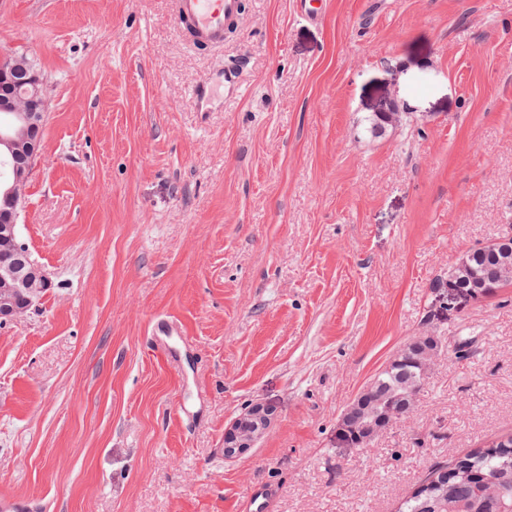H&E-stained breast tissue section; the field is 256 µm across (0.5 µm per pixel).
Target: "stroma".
<instances>
[{
	"mask_svg": "<svg viewBox=\"0 0 512 512\" xmlns=\"http://www.w3.org/2000/svg\"><path fill=\"white\" fill-rule=\"evenodd\" d=\"M243 0L223 49L167 0H0L47 89L20 231L51 286L0 327V498L42 512H397L435 463L512 434V287L442 308L512 230V0ZM242 62L241 93L193 95ZM384 103L402 125L378 137ZM183 324L175 361L156 316ZM442 350L407 418L340 415L410 337ZM276 419L225 458L254 402ZM468 250L462 258L465 259L461 270L452 271L448 269V274L438 280L437 288H448L445 305L448 307H458L460 296L471 298L472 287L474 283H483L486 286L485 295H493L500 288H506L512 285V276L508 278L502 273V256L498 245L494 242ZM450 283L451 286H448ZM150 338L152 340L151 349L154 353H159L167 358H173L168 339L171 336H183L182 326L165 317H157L152 323ZM272 495L273 489L271 486L266 484L256 485L246 501L243 512H267Z\"/></svg>",
	"mask_w": 512,
	"mask_h": 512,
	"instance_id": "stroma-1",
	"label": "stroma"
}]
</instances>
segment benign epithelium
<instances>
[{
    "label": "benign epithelium",
    "instance_id": "7a95c632",
    "mask_svg": "<svg viewBox=\"0 0 512 512\" xmlns=\"http://www.w3.org/2000/svg\"><path fill=\"white\" fill-rule=\"evenodd\" d=\"M19 58L16 52L0 51V112L10 115L8 124L0 130V155L5 165L10 158L35 159L43 144L46 97L39 71L32 65L28 68L26 111L16 110L15 96L9 90ZM28 181L29 168L17 163L9 177L0 182V326L33 309L51 286L43 268L28 254L20 257V245L16 244V226L26 202ZM273 418V408L263 402L246 408L224 429V456L234 458L255 447ZM381 434L375 423L367 421L355 432V438L364 447Z\"/></svg>",
    "mask_w": 512,
    "mask_h": 512
}]
</instances>
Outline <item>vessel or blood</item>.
Returning <instances> with one entry per match:
<instances>
[{
  "mask_svg": "<svg viewBox=\"0 0 512 512\" xmlns=\"http://www.w3.org/2000/svg\"><path fill=\"white\" fill-rule=\"evenodd\" d=\"M171 13L185 36L197 47L219 49L224 45L226 35L242 28L244 11L242 0H170ZM240 67L226 63L210 83L195 90L200 111L210 109L214 87L225 91L240 90ZM183 329L177 322L164 317L155 318L151 326V349L163 356H171L168 340L182 335ZM273 489L266 484L256 485L248 497L243 512H268Z\"/></svg>",
  "mask_w": 512,
  "mask_h": 512,
  "instance_id": "obj_1",
  "label": "vessel or blood"
}]
</instances>
